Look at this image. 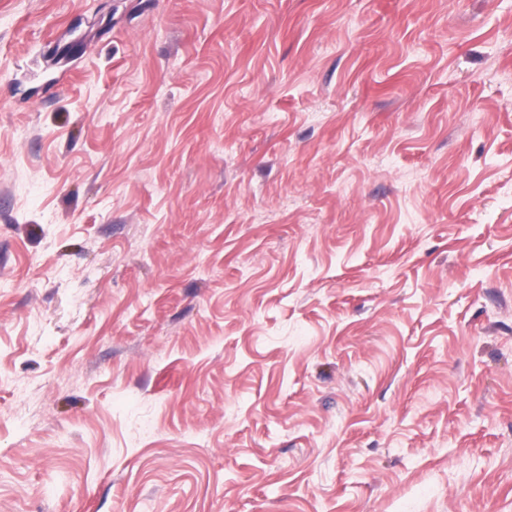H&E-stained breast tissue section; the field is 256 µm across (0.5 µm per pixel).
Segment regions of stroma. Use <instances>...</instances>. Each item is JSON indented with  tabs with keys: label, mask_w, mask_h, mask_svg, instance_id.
<instances>
[{
	"label": "stroma",
	"mask_w": 512,
	"mask_h": 512,
	"mask_svg": "<svg viewBox=\"0 0 512 512\" xmlns=\"http://www.w3.org/2000/svg\"><path fill=\"white\" fill-rule=\"evenodd\" d=\"M0 512H512V0H0Z\"/></svg>",
	"instance_id": "35a3bbf8"
}]
</instances>
